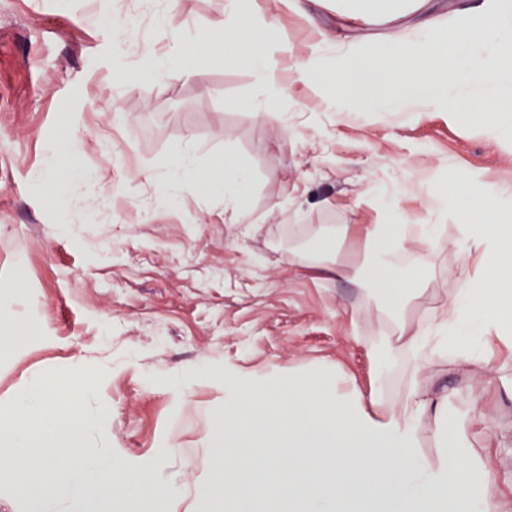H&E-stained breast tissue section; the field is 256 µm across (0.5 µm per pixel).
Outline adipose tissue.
Listing matches in <instances>:
<instances>
[{"label": "adipose tissue", "mask_w": 512, "mask_h": 512, "mask_svg": "<svg viewBox=\"0 0 512 512\" xmlns=\"http://www.w3.org/2000/svg\"><path fill=\"white\" fill-rule=\"evenodd\" d=\"M425 6L426 0H343L341 13L399 21L420 15ZM210 35L223 42L226 60L245 61L257 75L249 108L274 111L285 96L276 78L279 58L265 47L268 33L252 23L242 0ZM168 37L165 54L143 53V79L175 82L200 73L196 43L176 29ZM61 153L52 150L40 179L46 201L70 224L83 209V181L75 176L59 189ZM213 166L224 177L211 183V192L223 197L236 222H244L249 169L229 157L216 158ZM445 200L467 220L455 239L457 286L438 320L411 318L406 310L429 271L426 247L439 227L414 223L397 202L386 206L387 223L328 228L314 250L294 257V264L344 280L349 270L333 253L348 241L360 248L358 274L367 302L392 320L389 329L360 343L379 370L404 360L405 390L391 401L380 387L358 390L342 370L328 367L285 378H251L226 368L224 410L213 419L206 461L211 512H293L299 504L308 512H341L345 501L350 512H502L486 459L466 445L470 421L447 422L436 459L419 451L424 421L448 413L447 392L419 385L424 366L448 356L483 365L481 343L487 338L512 348V210L497 191L474 189L465 177H449Z\"/></svg>", "instance_id": "1"}]
</instances>
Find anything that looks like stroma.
I'll use <instances>...</instances> for the list:
<instances>
[{
	"instance_id": "obj_1",
	"label": "stroma",
	"mask_w": 512,
	"mask_h": 512,
	"mask_svg": "<svg viewBox=\"0 0 512 512\" xmlns=\"http://www.w3.org/2000/svg\"><path fill=\"white\" fill-rule=\"evenodd\" d=\"M230 0H157L138 34L156 53L159 18L202 38L224 19ZM139 0H0V286L22 285L12 317L28 330L0 356V404L38 375L73 365L95 373L88 411L110 410L107 426L84 447L130 468L158 472L196 494L204 479L207 432L223 407L224 369L262 377L274 371L340 367L351 385L382 384L387 397L405 385L396 369L380 378L357 336L384 327L358 305L352 283L289 264L293 249L314 247L322 228L382 224L392 195L419 222L444 224L430 247L431 271L411 306L431 316L454 288L456 213L440 216L448 175L512 202V140L479 123H452L444 111L371 112L341 119L327 111L330 84L301 80L295 65L323 55L363 56L414 27L381 18L344 17L336 0H256L257 19H275L287 87L277 118L247 108L257 77L246 63L206 47L202 75L178 82L139 77L141 50L129 48L113 77L99 31ZM69 149L62 174L90 169L98 182L77 228L41 196L36 179L48 146ZM199 168L231 154L247 163L249 220L224 221V201L195 183L162 199L152 179L175 150ZM496 374L435 359L420 384L465 390L469 445L489 462L504 512H512V349L490 342ZM187 382L174 394L172 379Z\"/></svg>"
}]
</instances>
